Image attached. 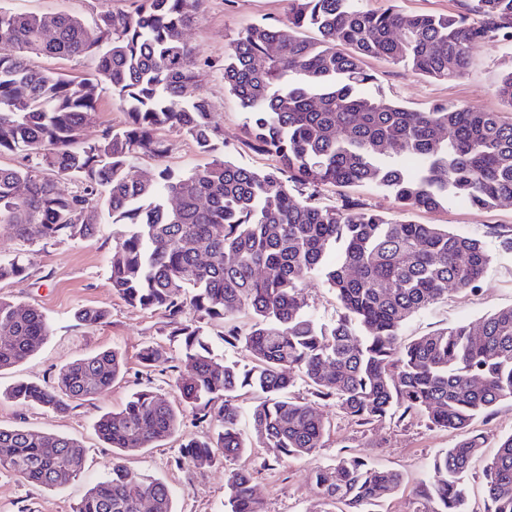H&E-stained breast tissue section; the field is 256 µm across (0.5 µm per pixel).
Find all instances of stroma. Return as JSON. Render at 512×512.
I'll list each match as a JSON object with an SVG mask.
<instances>
[{
	"label": "stroma",
	"instance_id": "1",
	"mask_svg": "<svg viewBox=\"0 0 512 512\" xmlns=\"http://www.w3.org/2000/svg\"><path fill=\"white\" fill-rule=\"evenodd\" d=\"M368 11L395 7L405 15L449 14L464 11L466 0H359ZM0 7L17 12L67 13L93 25L105 10L129 13L133 0H0ZM287 0H207L205 9L193 20L187 38L195 49L200 68L197 92L205 97L224 137L228 159L249 169L271 170L276 157L254 148L237 99L224 84V50L230 33L257 21L278 24L286 19ZM365 68L375 73L369 93H382L424 112L439 103L453 102L484 111L501 110L494 87L501 75L512 70V44L484 42L474 46L470 66L452 81L428 79L384 61L368 58ZM358 201L364 209L390 216L399 210L393 198L373 188L321 187L319 203L341 205L345 199ZM410 220L420 224H444L449 230L479 239L491 256L485 277L472 289L449 290L447 297L413 316L401 329L402 341L461 323H477L494 311L512 306V251L502 248L512 237V201L492 208H476L454 198L436 210H416ZM115 225L101 220L96 235L88 240L64 241L33 247L21 252L7 225L0 224V256L23 254L29 275L23 280L0 282V296L40 308L53 327L41 349L11 370L0 373V388L15 381L52 383L66 364L105 349L123 355L128 371L123 379L99 392L66 415H57L34 406H20L0 400V426L25 428L68 436L80 441L86 452L85 468L79 479L60 489L28 483L19 475L0 472V512H73L85 492L103 479L111 464L112 450L98 436L96 421L109 412L121 410L131 393L141 385L172 394L171 372L142 373L138 354L150 343L161 345L171 362L178 364L180 346L167 336L162 312L144 311L127 305L113 295L108 285L109 260L115 244ZM84 306L106 308V323L87 327L74 318ZM318 411L329 423L315 458L283 456L279 449L253 443L240 458V465L254 472V493L265 512H325L326 504L312 479L313 466L325 468L337 456L353 454L368 462L402 474L404 482L392 497L382 501L377 512H419L422 501L415 492L420 483L431 480L435 455L456 441L453 433L429 427L416 414L392 416L366 425L346 418L332 402H317ZM483 445L468 477V512H484L483 468L497 452L503 437L512 434V401L505 400L479 418L471 427ZM208 422L185 416L179 432L128 457V466L143 475L165 482L172 490L173 512H222L224 479L229 465L216 460L197 466L180 460V446L191 438L208 436Z\"/></svg>",
	"mask_w": 512,
	"mask_h": 512
}]
</instances>
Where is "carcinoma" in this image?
<instances>
[{
  "mask_svg": "<svg viewBox=\"0 0 512 512\" xmlns=\"http://www.w3.org/2000/svg\"><path fill=\"white\" fill-rule=\"evenodd\" d=\"M203 2L134 0L132 13L103 11L92 27L66 14L0 8V154L27 161L0 167V224L28 246L91 238L102 215L119 225L112 293L165 313L167 336L181 342L189 372L168 364L160 345L141 349V367L166 364L175 374L177 400L144 386L121 411L99 418L96 431L115 450L112 468L74 512H140L146 498L154 512H173L169 486L133 471L126 458L176 433L187 409L213 428L208 439L180 448L199 465L215 462L217 449L226 461L243 456L244 418L258 442L287 457H314L327 421L314 403L288 395L298 374L314 397L361 425L419 414L458 435L434 458L433 483L416 495L433 504L430 512H466V478L482 446L470 426L512 400V307L408 343L400 332L448 285L465 291L482 279L491 257L481 241L446 225L368 211L353 199L322 206L312 197L327 185L367 186L391 194L406 213L451 197L477 208L511 201L512 118L454 103L412 112L366 92L375 76L363 60L457 79L473 43H512V0H467L461 14L411 17L392 7L365 11L357 0H288L286 21L238 30L226 42L224 83L255 148L279 158L268 171L224 157L210 104L195 94L199 73L185 32ZM306 27L318 30L321 44L301 36ZM33 55L90 59L94 72L39 69ZM107 90L125 122L85 139ZM495 95L512 111V70ZM161 129L190 138L210 161L183 174L162 167L151 179L131 177L143 158L171 151ZM389 152L416 157L421 168L386 163ZM72 181L79 190H69ZM310 274L336 293L340 314L330 324L307 311ZM27 276L19 257H0V282ZM241 311L253 317L249 331L232 328L224 342L252 354L247 369L217 358L201 326ZM107 318L103 307L75 312L81 325ZM51 334L41 310L0 297V371L31 357ZM125 373L124 357L105 350L64 366L49 385L21 380L0 397L68 414ZM247 387L260 397L245 413L233 398ZM84 467L85 449L74 438L0 427L1 471L56 488ZM484 478L485 512H512V435L501 439ZM315 480L325 500L353 512H373L402 484L400 474L349 455L336 458L329 474L318 468ZM224 512H262L248 469L226 473Z\"/></svg>",
  "mask_w": 512,
  "mask_h": 512,
  "instance_id": "1",
  "label": "carcinoma"
}]
</instances>
